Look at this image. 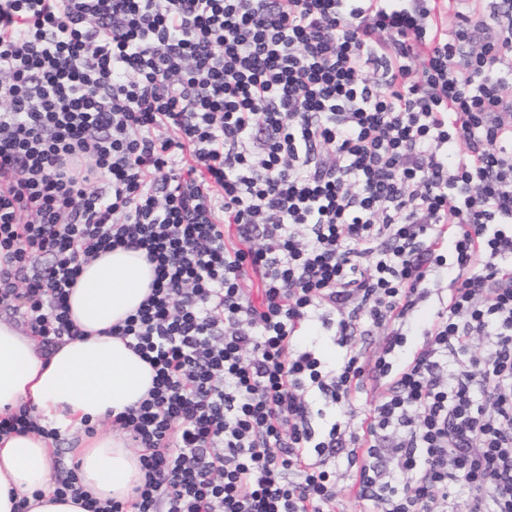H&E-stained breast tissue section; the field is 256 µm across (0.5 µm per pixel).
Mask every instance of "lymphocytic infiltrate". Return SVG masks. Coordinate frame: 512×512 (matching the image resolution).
Segmentation results:
<instances>
[{
    "label": "lymphocytic infiltrate",
    "instance_id": "lymphocytic-infiltrate-1",
    "mask_svg": "<svg viewBox=\"0 0 512 512\" xmlns=\"http://www.w3.org/2000/svg\"><path fill=\"white\" fill-rule=\"evenodd\" d=\"M0 0V308L75 339L83 265L144 251L111 335L144 477L86 512H512V0ZM235 228L226 238L225 225ZM448 299L400 356L446 238ZM260 279L258 300L243 284ZM335 325L326 369L293 338ZM384 335L372 360L350 342ZM357 429L317 433L309 393ZM391 454L394 467L380 465Z\"/></svg>",
    "mask_w": 512,
    "mask_h": 512
}]
</instances>
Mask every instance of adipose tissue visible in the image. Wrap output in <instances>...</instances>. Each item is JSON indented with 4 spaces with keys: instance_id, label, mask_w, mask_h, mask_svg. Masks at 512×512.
I'll return each mask as SVG.
<instances>
[{
    "instance_id": "obj_1",
    "label": "adipose tissue",
    "mask_w": 512,
    "mask_h": 512,
    "mask_svg": "<svg viewBox=\"0 0 512 512\" xmlns=\"http://www.w3.org/2000/svg\"><path fill=\"white\" fill-rule=\"evenodd\" d=\"M153 270L142 252L116 249L84 265L70 298L82 335L42 355L38 341L0 321V415L28 405L33 416L69 435L84 420H104L146 398L154 372L112 325L134 313L151 292ZM51 440L36 431L0 436V512H84L52 493ZM81 485L93 497L124 500L139 484L137 453L122 432L83 436L73 450Z\"/></svg>"
}]
</instances>
